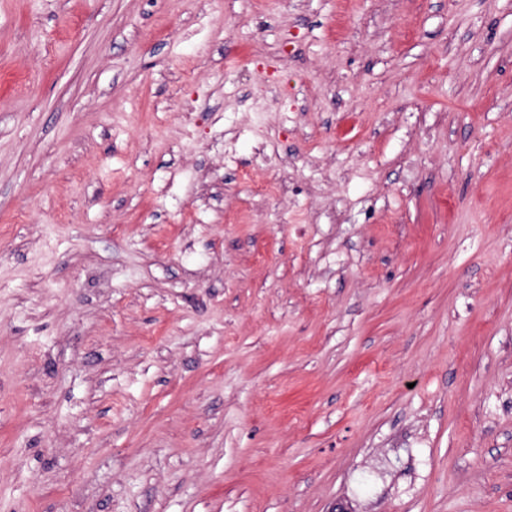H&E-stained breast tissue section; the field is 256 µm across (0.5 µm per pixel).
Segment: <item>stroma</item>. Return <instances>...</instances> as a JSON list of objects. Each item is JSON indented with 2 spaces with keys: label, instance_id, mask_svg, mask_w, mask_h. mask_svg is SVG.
Returning a JSON list of instances; mask_svg holds the SVG:
<instances>
[{
  "label": "stroma",
  "instance_id": "stroma-1",
  "mask_svg": "<svg viewBox=\"0 0 512 512\" xmlns=\"http://www.w3.org/2000/svg\"><path fill=\"white\" fill-rule=\"evenodd\" d=\"M512 512V0H0V512Z\"/></svg>",
  "mask_w": 512,
  "mask_h": 512
}]
</instances>
